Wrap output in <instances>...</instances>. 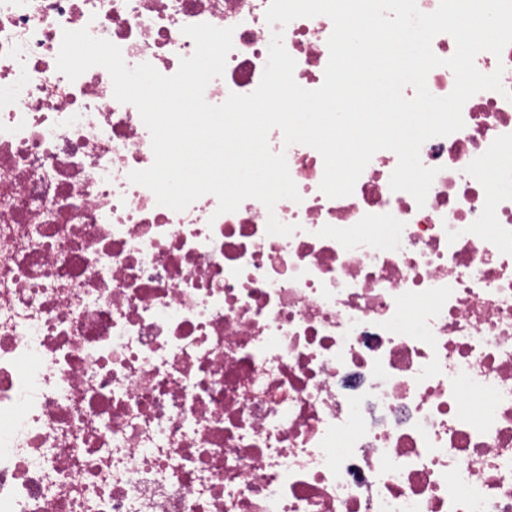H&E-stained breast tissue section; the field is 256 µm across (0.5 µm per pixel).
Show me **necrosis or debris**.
I'll use <instances>...</instances> for the list:
<instances>
[{
  "label": "necrosis or debris",
  "mask_w": 512,
  "mask_h": 512,
  "mask_svg": "<svg viewBox=\"0 0 512 512\" xmlns=\"http://www.w3.org/2000/svg\"><path fill=\"white\" fill-rule=\"evenodd\" d=\"M269 4L0 0V512H512V45L422 145L421 206L389 150L327 197L275 129L300 202L174 211L128 179L151 135L108 71L56 67L85 27L170 76L184 26L230 27L218 105L258 87ZM332 29L281 28L305 89Z\"/></svg>",
  "instance_id": "1"
}]
</instances>
